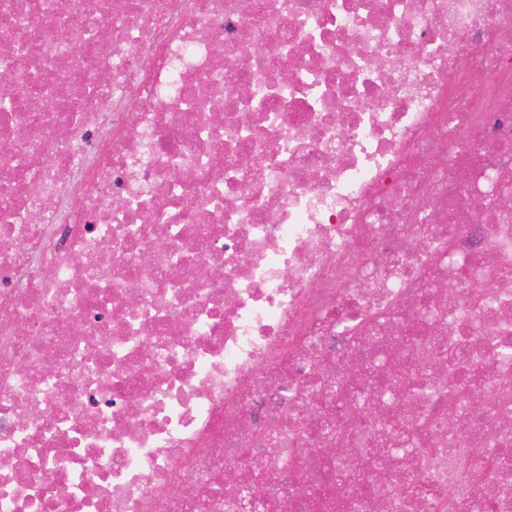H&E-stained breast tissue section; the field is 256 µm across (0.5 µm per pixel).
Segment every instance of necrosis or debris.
I'll use <instances>...</instances> for the list:
<instances>
[{"label":"necrosis or debris","mask_w":512,"mask_h":512,"mask_svg":"<svg viewBox=\"0 0 512 512\" xmlns=\"http://www.w3.org/2000/svg\"><path fill=\"white\" fill-rule=\"evenodd\" d=\"M242 1L0 0V512H512V0Z\"/></svg>","instance_id":"obj_1"}]
</instances>
